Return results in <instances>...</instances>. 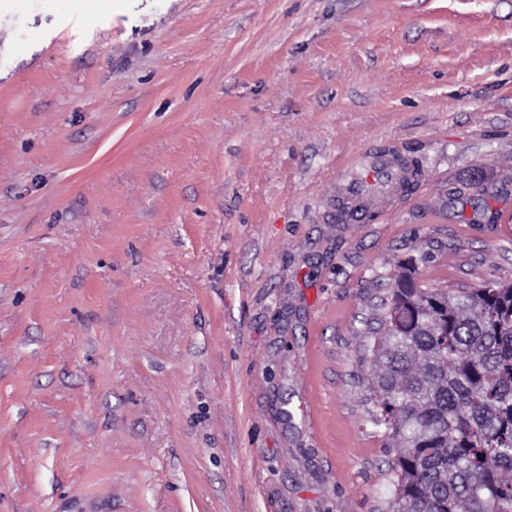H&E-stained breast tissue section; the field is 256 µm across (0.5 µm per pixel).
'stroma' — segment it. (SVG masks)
Listing matches in <instances>:
<instances>
[{"instance_id":"35a3bbf8","label":"stroma","mask_w":512,"mask_h":512,"mask_svg":"<svg viewBox=\"0 0 512 512\" xmlns=\"http://www.w3.org/2000/svg\"><path fill=\"white\" fill-rule=\"evenodd\" d=\"M509 214L512 0H0V512H388L368 327ZM402 176V168L384 151H368L349 169L337 196V207L350 212L371 205L386 196Z\"/></svg>"}]
</instances>
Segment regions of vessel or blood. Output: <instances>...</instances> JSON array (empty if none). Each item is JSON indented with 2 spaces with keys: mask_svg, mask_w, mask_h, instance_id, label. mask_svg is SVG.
Wrapping results in <instances>:
<instances>
[{
  "mask_svg": "<svg viewBox=\"0 0 512 512\" xmlns=\"http://www.w3.org/2000/svg\"><path fill=\"white\" fill-rule=\"evenodd\" d=\"M402 175V168L388 154L368 151L349 169L336 204L344 212L370 205L386 196Z\"/></svg>",
  "mask_w": 512,
  "mask_h": 512,
  "instance_id": "b4317fda",
  "label": "vessel or blood"
}]
</instances>
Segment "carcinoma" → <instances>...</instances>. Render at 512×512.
Here are the masks:
<instances>
[{
	"label": "carcinoma",
	"mask_w": 512,
	"mask_h": 512,
	"mask_svg": "<svg viewBox=\"0 0 512 512\" xmlns=\"http://www.w3.org/2000/svg\"><path fill=\"white\" fill-rule=\"evenodd\" d=\"M410 260L370 328L391 512H512V281L450 292Z\"/></svg>",
	"instance_id": "cac0c4a2"
}]
</instances>
